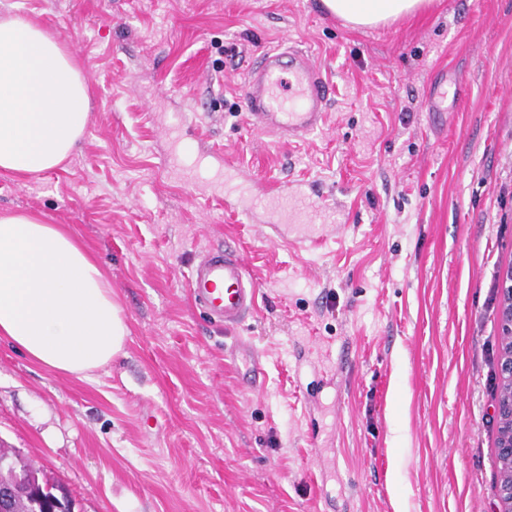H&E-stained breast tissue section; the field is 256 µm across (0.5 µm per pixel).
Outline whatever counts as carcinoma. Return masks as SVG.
Returning a JSON list of instances; mask_svg holds the SVG:
<instances>
[{
  "label": "carcinoma",
  "instance_id": "1",
  "mask_svg": "<svg viewBox=\"0 0 512 512\" xmlns=\"http://www.w3.org/2000/svg\"><path fill=\"white\" fill-rule=\"evenodd\" d=\"M494 397L500 407L511 402L512 382L499 377ZM0 483L14 488L9 512H52L51 502L57 498L59 483L42 474L15 448L0 445Z\"/></svg>",
  "mask_w": 512,
  "mask_h": 512
}]
</instances>
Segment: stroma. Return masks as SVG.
Listing matches in <instances>:
<instances>
[{
  "mask_svg": "<svg viewBox=\"0 0 512 512\" xmlns=\"http://www.w3.org/2000/svg\"><path fill=\"white\" fill-rule=\"evenodd\" d=\"M46 26L89 88L62 166L0 174V212L68 225L130 334L78 378L0 340V443L74 512H495L497 268L512 265V0H434L354 29L319 0H0ZM289 40L335 91L326 126L251 131L248 64ZM465 85L433 123L441 72ZM316 185L325 245L289 246L225 209V162ZM230 244L259 294L212 324L186 281ZM260 354L249 389L231 353Z\"/></svg>",
  "mask_w": 512,
  "mask_h": 512,
  "instance_id": "stroma-1",
  "label": "stroma"
}]
</instances>
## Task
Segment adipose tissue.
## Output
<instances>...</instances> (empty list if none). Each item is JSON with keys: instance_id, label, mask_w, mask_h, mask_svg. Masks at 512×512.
Masks as SVG:
<instances>
[{"instance_id": "adipose-tissue-1", "label": "adipose tissue", "mask_w": 512, "mask_h": 512, "mask_svg": "<svg viewBox=\"0 0 512 512\" xmlns=\"http://www.w3.org/2000/svg\"><path fill=\"white\" fill-rule=\"evenodd\" d=\"M431 0H321L355 28L419 12ZM89 90L73 55L46 28L0 18V172L58 167L85 134ZM123 309L96 257L37 212L0 213V338L55 372L89 377L123 354Z\"/></svg>"}]
</instances>
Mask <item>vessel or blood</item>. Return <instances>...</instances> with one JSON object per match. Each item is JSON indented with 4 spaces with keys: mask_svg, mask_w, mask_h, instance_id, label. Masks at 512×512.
Instances as JSON below:
<instances>
[{
    "mask_svg": "<svg viewBox=\"0 0 512 512\" xmlns=\"http://www.w3.org/2000/svg\"><path fill=\"white\" fill-rule=\"evenodd\" d=\"M333 85L309 53L277 46L264 51L248 69L243 87L245 117L253 130L288 143L306 141L325 125ZM187 286L210 316L232 328L256 305L258 286L240 252L232 247L210 248L192 268ZM243 382L260 374V357L248 343H239Z\"/></svg>",
    "mask_w": 512,
    "mask_h": 512,
    "instance_id": "obj_1",
    "label": "vessel or blood"
}]
</instances>
